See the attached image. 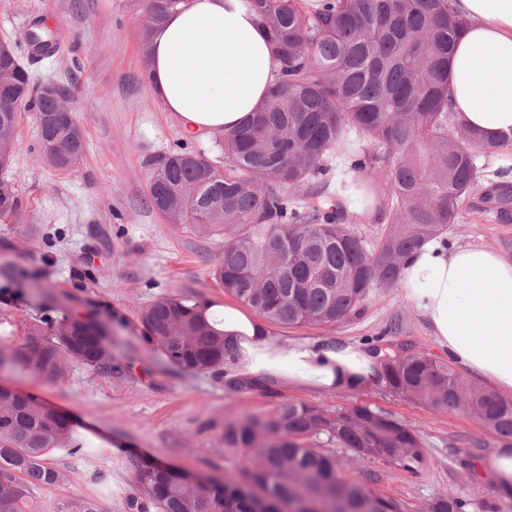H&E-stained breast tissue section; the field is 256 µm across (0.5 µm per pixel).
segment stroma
Instances as JSON below:
<instances>
[{
    "mask_svg": "<svg viewBox=\"0 0 512 512\" xmlns=\"http://www.w3.org/2000/svg\"><path fill=\"white\" fill-rule=\"evenodd\" d=\"M42 18L60 42L57 54L29 62L39 79L76 83V116L86 138L77 166L49 165L38 145L33 113L16 129L7 172L23 211L0 223V266L26 272L27 280L0 291V321L13 325L14 344L45 315L80 314L105 322L112 333V369L103 372L69 362L63 377L47 380L25 370L0 369V383L34 396L77 422L89 451L59 452L54 464L64 484L35 492L38 512H57L67 497L100 498L111 487L108 512H131L137 490L128 457L151 459L220 481H244L243 452L225 448L224 424L248 416L270 418L284 402H306L330 411L358 404L390 413L412 426L424 447L421 468L409 471L386 458H352L334 451L341 479L382 497L399 499L404 512H421L432 498L466 494L476 512H512L463 459L498 439L470 413L437 411L391 392L385 384L358 392L321 391L285 382L272 392L230 391L231 366L190 374L170 365L140 335L139 313L165 296L221 305L231 297L218 288L211 268L223 236L170 223L147 203L148 157L185 143L209 160L223 154L214 138L184 141L175 120L153 95L144 76L143 0H0V39L23 43L33 18ZM449 245H474L512 254V223L502 224L478 198L463 203ZM280 340L325 337L369 348L387 341L412 343L438 356L427 323L402 289L375 290L362 313L323 327H273Z\"/></svg>",
    "mask_w": 512,
    "mask_h": 512,
    "instance_id": "obj_1",
    "label": "stroma"
}]
</instances>
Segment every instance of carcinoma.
I'll list each match as a JSON object with an SVG mask.
<instances>
[{
    "label": "carcinoma",
    "mask_w": 512,
    "mask_h": 512,
    "mask_svg": "<svg viewBox=\"0 0 512 512\" xmlns=\"http://www.w3.org/2000/svg\"><path fill=\"white\" fill-rule=\"evenodd\" d=\"M180 0H146L151 30ZM281 69L265 103L220 136L224 166L185 147L150 160L148 204L173 224L224 236L212 276L224 292L260 318L282 326H330L361 313L377 288L401 286L405 258L447 233L464 200L481 192L503 223L512 221V185H482L478 153L512 148V134L488 140L456 121L449 103L450 63L463 22L454 0H254ZM27 55L48 57L57 40L40 19L26 34ZM66 89L40 94L18 47L0 41V172L8 169L21 112L37 120L46 161L75 167L84 131ZM380 200L386 228L373 245L350 231L354 204ZM13 183L0 178V220L20 215ZM211 303L161 297L139 315L141 338L187 372L217 371L233 360L216 328ZM0 329V368L57 378L77 360L112 369L105 325L84 317L47 316L26 343L9 344ZM389 389L435 410L463 408L483 428L512 441V401L408 342L377 349ZM324 439L353 457H384L414 471L424 451L404 421L368 405L330 412L284 403L266 420L224 423V447L252 463L248 483L184 482L185 472L131 459L137 512H403L392 497L371 495L339 479L340 460L306 446ZM59 450L90 453L75 425L36 398L0 385V512H35L34 491L65 481L52 463ZM457 492L424 512H472ZM58 512H104L100 501L71 496Z\"/></svg>",
    "instance_id": "1"
}]
</instances>
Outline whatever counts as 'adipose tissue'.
<instances>
[{
  "instance_id": "ef3b65f1",
  "label": "adipose tissue",
  "mask_w": 512,
  "mask_h": 512,
  "mask_svg": "<svg viewBox=\"0 0 512 512\" xmlns=\"http://www.w3.org/2000/svg\"><path fill=\"white\" fill-rule=\"evenodd\" d=\"M465 26L451 60L449 106L488 138L512 131V0H456ZM280 62L251 0H181L150 37L151 89L187 138L234 129L265 100ZM402 287L440 348L462 370L512 398V258L494 249L425 242L407 259ZM224 339L234 375L355 391L379 382L377 354L328 338L281 342L228 304ZM494 492L512 500V446L477 464Z\"/></svg>"
}]
</instances>
